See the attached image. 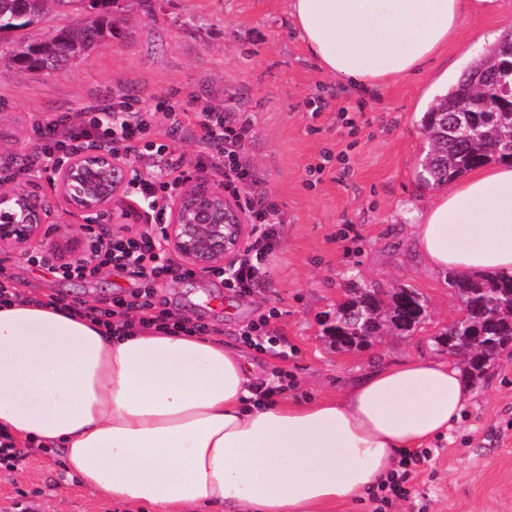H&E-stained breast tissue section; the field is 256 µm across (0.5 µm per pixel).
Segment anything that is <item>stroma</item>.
<instances>
[{
	"mask_svg": "<svg viewBox=\"0 0 512 512\" xmlns=\"http://www.w3.org/2000/svg\"><path fill=\"white\" fill-rule=\"evenodd\" d=\"M289 0H117L114 34L63 69L34 73L0 66V167L16 179L40 146L34 114L57 115L95 100L125 97L153 112L145 141L163 143L166 107H213L250 132L242 149L253 181L239 199L268 196L281 222L268 273L251 294L199 274L155 286L158 300L219 329L241 348L257 382L288 378L289 397L341 395L362 373L406 356L444 357L448 325L461 303L444 275L419 257L408 215L437 191L417 179L426 144L420 117L440 76L456 81L491 34L512 31V0L463 18L457 34L417 73L361 94L325 75L310 58ZM169 155L130 156L145 176L169 156L187 163L210 150L199 140L169 143ZM0 281L20 296H55L105 307L139 285L132 269L107 267L89 280H64L26 256L0 253ZM372 282L408 286L426 300L417 331L390 332L340 351L322 334L352 289ZM278 341L261 351L242 333L270 311ZM448 434L410 482L409 500L390 512H512V348L502 350ZM0 512H131L67 476L59 454L29 447L16 469H0Z\"/></svg>",
	"mask_w": 512,
	"mask_h": 512,
	"instance_id": "stroma-1",
	"label": "stroma"
}]
</instances>
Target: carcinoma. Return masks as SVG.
Returning <instances> with one entry per match:
<instances>
[{"instance_id":"carcinoma-1","label":"carcinoma","mask_w":512,"mask_h":512,"mask_svg":"<svg viewBox=\"0 0 512 512\" xmlns=\"http://www.w3.org/2000/svg\"><path fill=\"white\" fill-rule=\"evenodd\" d=\"M84 0H0V31H23L37 27L52 9L77 10ZM112 36V18L101 14L58 31L44 41L24 39L5 53L8 62L28 70H59ZM512 32L489 46L448 90L437 94L421 120L428 149L418 162L419 179L437 187L491 161L512 163V101L501 102L473 87L478 77H492L504 68V47ZM466 107L472 129L467 136H448L454 122L453 109ZM448 287L462 303L458 329L448 353L466 361L469 372L482 378L496 356L512 346V275L484 278L448 273ZM426 301L412 288L385 290L378 285L356 288L336 307V319L324 336L338 350L364 347L393 329L409 333L425 321Z\"/></svg>"}]
</instances>
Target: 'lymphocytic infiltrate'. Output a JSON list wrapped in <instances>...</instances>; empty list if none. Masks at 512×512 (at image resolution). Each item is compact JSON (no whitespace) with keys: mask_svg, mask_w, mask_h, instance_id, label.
<instances>
[{"mask_svg":"<svg viewBox=\"0 0 512 512\" xmlns=\"http://www.w3.org/2000/svg\"><path fill=\"white\" fill-rule=\"evenodd\" d=\"M170 137L192 139L204 134L216 151L218 167L227 179L226 189H233L236 181L250 177L251 172L240 159V151L249 129L247 126L229 125L223 112L213 109L187 112L178 106H169ZM151 113L132 106L125 100L112 104L111 119H104L100 107L89 105L73 112L62 113L52 119L36 120L41 139L40 150L32 166L36 173L48 174L66 160L69 153L93 146H108L113 152L135 154L139 151L141 135L147 130ZM183 158L171 159L167 164L166 180L149 179L132 174L129 181L134 200L146 204L153 223L143 232L126 234L91 233L86 242L87 254L73 263L59 262L53 255L38 251L30 253V263L48 268L62 279H90L102 268L135 266L142 281L141 288L128 296L117 297L111 307L82 308L81 313L93 321H113L123 327L140 325L164 332H184L190 336H209L213 327L192 322L162 303L156 301L154 285L161 279L190 277L184 268L167 257L161 243L162 226L166 221V208L161 200L164 193L175 190L185 177ZM253 226L250 246L229 267L217 269L224 286L241 294L250 293L266 274V267L273 254L278 236L275 203L262 198L246 204Z\"/></svg>","mask_w":512,"mask_h":512,"instance_id":"lymphocytic-infiltrate-1","label":"lymphocytic infiltrate"}]
</instances>
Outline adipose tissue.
<instances>
[{"label": "adipose tissue", "instance_id": "adipose-tissue-1", "mask_svg": "<svg viewBox=\"0 0 512 512\" xmlns=\"http://www.w3.org/2000/svg\"><path fill=\"white\" fill-rule=\"evenodd\" d=\"M497 0H289L328 75L382 87L418 70L465 14ZM435 271L512 274V165L489 164L416 214ZM243 356L218 337L112 333L41 298L0 302V434L61 448L68 476L155 512H335L447 434L472 395L451 358L408 356L342 396L256 401Z\"/></svg>", "mask_w": 512, "mask_h": 512}]
</instances>
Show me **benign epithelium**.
Masks as SVG:
<instances>
[{
    "instance_id": "benign-epithelium-1",
    "label": "benign epithelium",
    "mask_w": 512,
    "mask_h": 512,
    "mask_svg": "<svg viewBox=\"0 0 512 512\" xmlns=\"http://www.w3.org/2000/svg\"><path fill=\"white\" fill-rule=\"evenodd\" d=\"M471 130L469 109L457 113L448 135ZM129 162L108 151L74 154L55 173L53 189L66 209L90 218L109 214L138 221L139 215L123 208ZM164 248L180 263L198 273L229 264L251 238V224L238 202L224 193V185L206 173L188 176L167 204ZM48 251L62 262L86 254L85 237L76 230L53 236L46 224V208L39 187L29 181L0 188V251L28 254Z\"/></svg>"
}]
</instances>
